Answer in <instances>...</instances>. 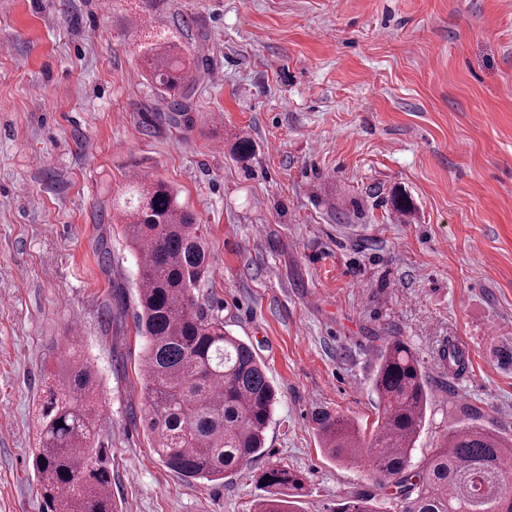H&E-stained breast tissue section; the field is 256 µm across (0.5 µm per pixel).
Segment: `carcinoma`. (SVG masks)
<instances>
[{
    "mask_svg": "<svg viewBox=\"0 0 512 512\" xmlns=\"http://www.w3.org/2000/svg\"><path fill=\"white\" fill-rule=\"evenodd\" d=\"M183 48L173 38L140 46L146 71L165 97L177 125L196 81ZM138 258L136 313L145 339L143 365L149 407L143 418L151 448L174 473L222 482L265 452L276 391L253 347L224 330L197 296L210 262L201 225L162 182L133 178L112 205ZM442 366L459 376L466 350L448 341ZM98 377L90 363L70 361L37 402L33 451L45 512H114L112 467L95 441ZM371 390L381 414L367 437L352 420L328 411L313 416L325 456L352 461L358 448H373L368 470L395 488L399 512H512V476L504 462L512 444L467 414L419 465L416 443L433 401L417 356L399 340L378 354ZM266 496L257 512H292L284 490L300 492L301 474L273 464L259 476ZM336 512H377L373 498L354 496Z\"/></svg>",
    "mask_w": 512,
    "mask_h": 512,
    "instance_id": "obj_1",
    "label": "carcinoma"
}]
</instances>
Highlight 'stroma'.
<instances>
[{"mask_svg": "<svg viewBox=\"0 0 512 512\" xmlns=\"http://www.w3.org/2000/svg\"><path fill=\"white\" fill-rule=\"evenodd\" d=\"M144 14L0 0V512H42L33 411L72 353L98 374L119 512H253L255 473L279 462L305 479L299 512L355 495L388 512L391 487L326 458L312 417L373 432L376 354L396 338L433 387L415 459L467 410L512 438V0H156ZM154 28L203 65L176 127L139 57ZM134 174L202 225L199 299L277 392L264 456L220 484L168 469L142 428L136 257L111 206ZM450 339L467 378L440 368Z\"/></svg>", "mask_w": 512, "mask_h": 512, "instance_id": "35a3bbf8", "label": "stroma"}]
</instances>
